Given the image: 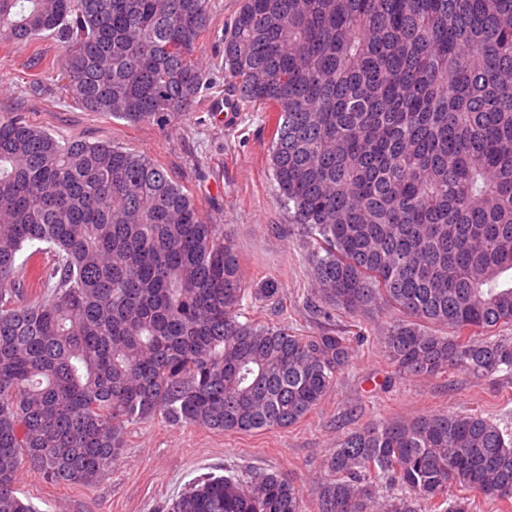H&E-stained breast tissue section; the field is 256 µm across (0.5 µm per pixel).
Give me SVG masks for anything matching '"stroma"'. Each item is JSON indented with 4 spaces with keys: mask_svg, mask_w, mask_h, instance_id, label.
Returning <instances> with one entry per match:
<instances>
[{
    "mask_svg": "<svg viewBox=\"0 0 512 512\" xmlns=\"http://www.w3.org/2000/svg\"><path fill=\"white\" fill-rule=\"evenodd\" d=\"M212 24L200 40L196 61L214 82L224 81V26L242 0H210ZM48 57L62 51L59 38L0 48V112H20L55 137L109 142L160 164L187 191L208 223L223 225L238 252L245 280H272L279 304L244 299L248 317L285 325L300 334L316 332L304 302L312 286L308 252L312 240L291 223L270 168L271 125L259 108L240 105L232 121L209 101L178 113L167 128L86 112L50 78H35L27 67L33 51ZM399 314L377 308L352 319L337 314V328L357 325L364 337L352 365L335 388L304 420L287 428L224 433L174 425L157 416L126 429L122 456L96 484H55L24 468L19 496L38 512H162L192 482L228 476L248 468L278 470L303 494L324 477V461L345 434L367 422L409 419L433 412L479 413L512 429V374L481 379L456 371L429 377L403 376L377 341L382 327Z\"/></svg>",
    "mask_w": 512,
    "mask_h": 512,
    "instance_id": "35a3bbf8",
    "label": "stroma"
}]
</instances>
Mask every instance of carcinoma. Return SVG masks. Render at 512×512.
<instances>
[{
	"label": "carcinoma",
	"mask_w": 512,
	"mask_h": 512,
	"mask_svg": "<svg viewBox=\"0 0 512 512\" xmlns=\"http://www.w3.org/2000/svg\"><path fill=\"white\" fill-rule=\"evenodd\" d=\"M209 0H0V47L66 39L29 69L86 112L164 128L217 86L192 59ZM224 79L276 113L270 166L308 230L327 321L383 306L401 375L512 372V0H242ZM45 296L15 273L42 245ZM232 239L149 157L58 139L0 113V512H36L22 467L96 483L127 426L253 433L302 421L336 386L353 339L242 320ZM305 500L280 471L204 477L171 512H512V432L478 413L368 423Z\"/></svg>",
	"instance_id": "carcinoma-1"
}]
</instances>
